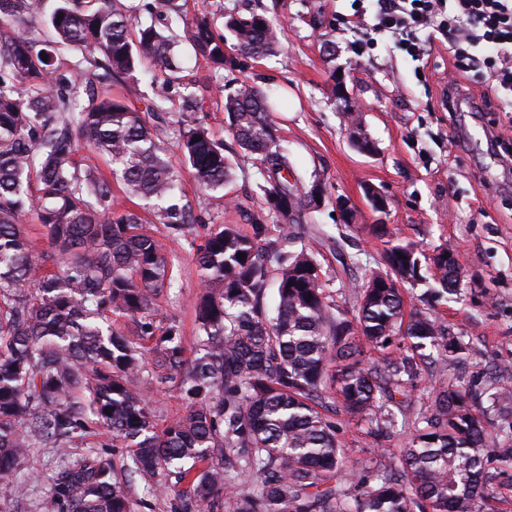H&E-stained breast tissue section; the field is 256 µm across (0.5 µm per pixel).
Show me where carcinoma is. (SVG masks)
<instances>
[{
    "instance_id": "carcinoma-1",
    "label": "carcinoma",
    "mask_w": 512,
    "mask_h": 512,
    "mask_svg": "<svg viewBox=\"0 0 512 512\" xmlns=\"http://www.w3.org/2000/svg\"><path fill=\"white\" fill-rule=\"evenodd\" d=\"M161 2L173 12L164 29L137 20L120 0H60L46 40L21 26L40 14L42 0H0V480L18 478L27 448L79 436L90 412L112 446L126 449L128 471L161 488L169 476L189 484L196 512L218 492L224 512H469L490 496L489 416L511 404L512 393L496 383L436 387L431 409L412 423L400 470L350 468L324 414L326 393L388 441L395 395L417 381L419 362L454 364L470 346L432 309L405 312L403 288L422 281L420 248L411 242L388 245L383 268L354 285L352 311L336 303L293 231L309 209L310 187L286 177L293 166L270 119L274 105L249 84L225 98L224 112L261 192L252 233L216 224L196 248L204 288L195 306L198 357L187 361L178 321L154 320L167 257L148 220L73 156L83 145L108 158L125 199L154 202L155 220L181 231L194 211L170 203L179 171L147 120L166 108L155 99L142 112L130 108L108 90L112 78L149 70L180 83L183 39L222 69L280 46L267 18L223 13L231 54L213 13L189 20L173 0ZM180 23L181 35L173 29ZM57 45L79 54L74 72L55 65ZM83 78L101 85L84 103ZM175 143L202 187L198 206L232 184L234 161L204 126L180 121ZM27 213L47 229L53 252L34 255ZM280 223L282 234L267 239V226ZM445 254L433 251L432 293L459 298L460 264ZM114 315L132 320V335L113 327ZM367 348L385 358L369 362ZM154 383L177 384L187 408L161 431L144 395ZM244 471L261 478L258 493L232 490ZM50 498L52 512H131L106 459L69 461L52 477Z\"/></svg>"
}]
</instances>
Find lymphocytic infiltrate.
<instances>
[{
  "label": "lymphocytic infiltrate",
  "instance_id": "lymphocytic-infiltrate-1",
  "mask_svg": "<svg viewBox=\"0 0 512 512\" xmlns=\"http://www.w3.org/2000/svg\"><path fill=\"white\" fill-rule=\"evenodd\" d=\"M373 29L398 38L402 50L428 62L436 41L446 42L453 65L442 106L484 112L488 103L464 92L462 78L486 72L497 89L512 93V0H376Z\"/></svg>",
  "mask_w": 512,
  "mask_h": 512
}]
</instances>
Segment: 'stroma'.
Returning a JSON list of instances; mask_svg holds the SVG:
<instances>
[{
    "mask_svg": "<svg viewBox=\"0 0 512 512\" xmlns=\"http://www.w3.org/2000/svg\"><path fill=\"white\" fill-rule=\"evenodd\" d=\"M183 15L201 11L266 15L280 28L279 50L272 56L240 57L233 70L195 62L180 47L182 84L163 87L161 80L139 73L116 77L113 90L128 104L144 108L145 98L159 91L167 110L159 136L170 137L178 120L190 116L216 141H229L224 98L247 83L271 93V118L287 150L299 183L320 179L326 189L324 206L308 213L298 226L300 240L320 265L322 281L338 304L352 307V286L376 269L388 241H413L425 253L445 247L458 254L464 296L440 300L436 306L451 331L462 333L470 351L456 372L465 382L482 384L497 372L512 387V97L498 93L490 79L470 81L475 95L487 97L485 112H448L441 89L452 60L436 44L425 70L389 37L366 34L352 23L351 0H178ZM342 72L346 99L332 93V75ZM359 112L362 128L375 149L360 152L351 142L345 103ZM181 203L194 206L196 220L178 233L158 228L170 263L171 284L156 300L155 317L176 319L183 331L187 359L199 354L195 303L201 280L195 248L212 225L235 224L250 232V213L261 207L250 162H240L229 187L231 203L214 198L197 209L200 187L189 170L181 172ZM375 189L388 200L384 212L366 198ZM348 199L353 226L336 216L337 198ZM374 224L386 225L391 240L371 235ZM440 366H425L410 389L398 420L413 421L433 401L432 389L447 380ZM338 439L361 471L378 466L399 467L410 438L399 430L378 442L370 425H356L342 407L330 409ZM108 458L126 486L132 512H178L185 484L160 489L151 480L128 475L123 449L112 447L96 424L70 448L40 444L28 448L17 481L0 483V502L12 512H50L49 477L64 461Z\"/></svg>",
    "mask_w": 512,
    "mask_h": 512,
    "instance_id": "stroma-1",
    "label": "stroma"
}]
</instances>
